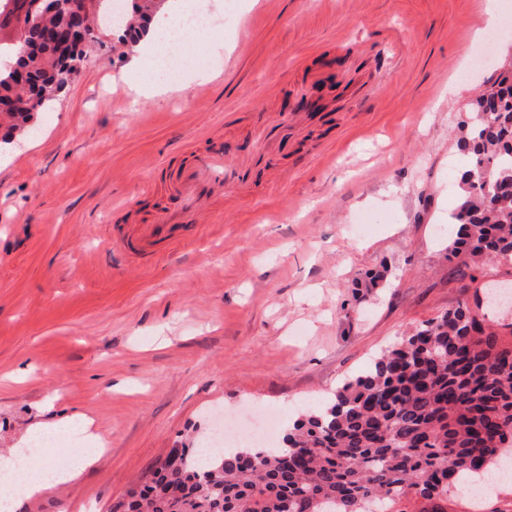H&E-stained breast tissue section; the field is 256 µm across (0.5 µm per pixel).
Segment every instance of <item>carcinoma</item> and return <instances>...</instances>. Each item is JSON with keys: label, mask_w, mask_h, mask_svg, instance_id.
<instances>
[{"label": "carcinoma", "mask_w": 512, "mask_h": 512, "mask_svg": "<svg viewBox=\"0 0 512 512\" xmlns=\"http://www.w3.org/2000/svg\"><path fill=\"white\" fill-rule=\"evenodd\" d=\"M158 0H131L125 37L136 41ZM44 19L28 32L16 70L0 71V97L21 106L0 115L6 141L32 130L65 85L66 58L43 42ZM468 156L449 254L512 260V197L486 199L480 174L512 176V75L475 100L462 121ZM509 337L460 301L384 350L334 394L309 406L277 446L209 454L184 448L161 463L122 512H448L464 476L502 472L512 457V323Z\"/></svg>", "instance_id": "cac0c4a2"}]
</instances>
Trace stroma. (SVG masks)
<instances>
[{"instance_id":"stroma-1","label":"stroma","mask_w":512,"mask_h":512,"mask_svg":"<svg viewBox=\"0 0 512 512\" xmlns=\"http://www.w3.org/2000/svg\"><path fill=\"white\" fill-rule=\"evenodd\" d=\"M204 0L209 63L155 95L122 29L0 145V455L81 412L108 451L14 512H110L170 449L336 391L512 263L449 255L459 124L512 69V0ZM223 52H216V43ZM251 169L141 258L117 237L179 202L160 162ZM153 190H145V183Z\"/></svg>"}]
</instances>
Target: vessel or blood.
<instances>
[{"instance_id":"b4317fda","label":"vessel or blood","mask_w":512,"mask_h":512,"mask_svg":"<svg viewBox=\"0 0 512 512\" xmlns=\"http://www.w3.org/2000/svg\"><path fill=\"white\" fill-rule=\"evenodd\" d=\"M228 179L242 182L246 174L239 168L227 167L222 151L209 150L194 155L191 166L172 181L171 190L190 204L200 197L222 193ZM183 216L180 210L160 212L153 223L139 225L131 235L118 241L117 246L136 256L148 255L165 225L180 223Z\"/></svg>"}]
</instances>
